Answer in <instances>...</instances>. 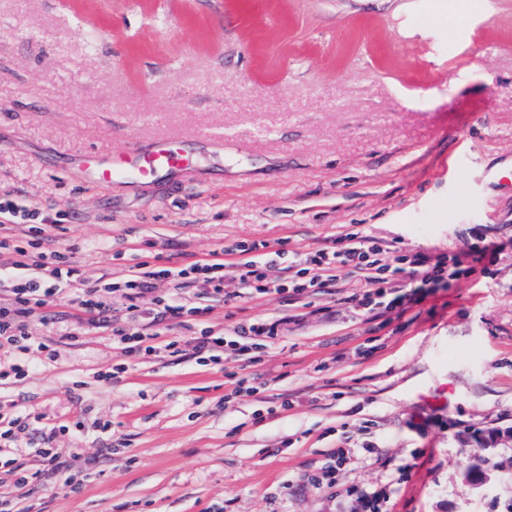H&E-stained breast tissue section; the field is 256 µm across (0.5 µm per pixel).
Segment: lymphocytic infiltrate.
<instances>
[{"instance_id": "obj_1", "label": "lymphocytic infiltrate", "mask_w": 512, "mask_h": 512, "mask_svg": "<svg viewBox=\"0 0 512 512\" xmlns=\"http://www.w3.org/2000/svg\"><path fill=\"white\" fill-rule=\"evenodd\" d=\"M43 218L40 208L19 204L10 193L0 194V220L20 228L19 235L0 236V287L6 291L0 299V349H8L14 358L8 369L0 371L1 382H18L27 377L30 352L43 353L50 361L56 359L54 339L32 336L29 322L43 318L44 308L80 280L78 269L66 254L44 248ZM266 247L263 241L243 240L226 247L224 252L216 251L211 257L179 266L143 262L126 268L114 282L82 289L78 297L79 323L110 330L112 347L119 355L117 362L99 372V379L120 378L130 358L146 359L163 353L171 357L180 355L187 343L204 366L222 365L228 349L237 359L258 363L261 350L275 337L276 323L252 325L249 335L239 339L223 336L210 323L213 301L225 296L223 257L227 254L241 257L235 268L243 297L254 300L286 293L296 300L304 296H333L340 292L339 272L346 268L365 287L358 305L378 316L394 311L406 313L421 302L426 285H444L469 277L475 271L473 253L469 250L408 255L395 243L355 233L314 248L284 268L278 267ZM406 272L418 278V285H401L400 276ZM160 284L165 287L164 296L150 312L140 311L141 297ZM189 286L196 290L192 301L181 297L183 288ZM116 300L125 310V317L116 315L112 306ZM165 321L189 330V340L167 338L154 332V325ZM56 433L53 427L42 432V445L35 450L42 472L61 486L79 489L84 472L74 462L80 451L74 448L65 454L53 448Z\"/></svg>"}]
</instances>
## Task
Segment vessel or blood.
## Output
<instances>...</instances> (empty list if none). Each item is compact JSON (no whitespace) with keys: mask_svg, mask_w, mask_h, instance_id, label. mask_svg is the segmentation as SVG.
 <instances>
[{"mask_svg":"<svg viewBox=\"0 0 512 512\" xmlns=\"http://www.w3.org/2000/svg\"><path fill=\"white\" fill-rule=\"evenodd\" d=\"M73 165L85 179L109 186L128 178L137 184L150 183L162 174L193 169L196 159L180 138L165 137L146 149L127 145L108 158L83 153L75 158Z\"/></svg>","mask_w":512,"mask_h":512,"instance_id":"vessel-or-blood-1","label":"vessel or blood"}]
</instances>
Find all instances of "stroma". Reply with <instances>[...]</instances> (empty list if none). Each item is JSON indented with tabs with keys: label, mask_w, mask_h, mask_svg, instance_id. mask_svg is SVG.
I'll return each instance as SVG.
<instances>
[{
	"label": "stroma",
	"mask_w": 512,
	"mask_h": 512,
	"mask_svg": "<svg viewBox=\"0 0 512 512\" xmlns=\"http://www.w3.org/2000/svg\"><path fill=\"white\" fill-rule=\"evenodd\" d=\"M168 134L196 172L105 188L68 170ZM502 171L512 0H0V192L42 209L84 286L243 239L289 258L348 233L412 254L467 248L475 229L512 241ZM363 290L346 273L339 300L215 304L227 336L277 321L260 363L221 372L188 349L110 383L108 331L64 340L78 309L62 293L30 325L61 337L58 363L31 353L0 409L36 417L15 435L22 468L41 428L79 418L55 445L92 469L75 493L40 478L0 496L18 512H363L368 496L378 512H512V248L413 314L373 317L347 301ZM235 374L260 394L225 401ZM281 396L293 407L254 422Z\"/></svg>",
	"instance_id": "1"
}]
</instances>
